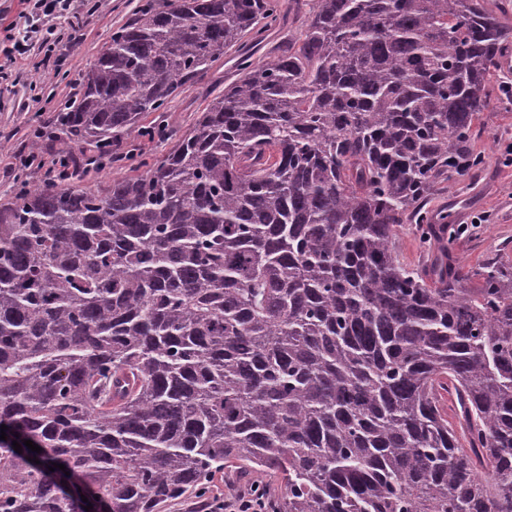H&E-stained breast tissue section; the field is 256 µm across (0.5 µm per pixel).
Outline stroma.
Returning a JSON list of instances; mask_svg holds the SVG:
<instances>
[{"mask_svg":"<svg viewBox=\"0 0 512 512\" xmlns=\"http://www.w3.org/2000/svg\"><path fill=\"white\" fill-rule=\"evenodd\" d=\"M141 0H101L100 7L85 24L71 15L52 19L51 25L68 44L64 61L45 57L41 34L31 32L30 22L22 18L19 0H0V19L15 23L16 36H28L29 52L24 70H17L0 54V200L9 198L21 181L42 179L41 170H21L17 162L30 152L32 143H40L44 160L58 155L79 154V147L54 138L57 129V105L75 98L82 76L92 67L101 47L112 31L127 22ZM238 74L234 54H226L198 82L173 100L167 111L145 114L142 126H165L167 137L148 138L132 134L137 148L133 158L116 162L113 172H127L142 161H155L166 155L182 134L195 123L208 102L224 91ZM477 149L486 151L492 161L485 170L452 181L435 195L433 206L447 207L456 223L467 225L458 251L469 266L488 259H512V166L498 162V155L512 143V105L499 104L492 112L482 113ZM49 129L47 137L34 138L36 128ZM489 213L485 224H474V217Z\"/></svg>","mask_w":512,"mask_h":512,"instance_id":"obj_1","label":"stroma"}]
</instances>
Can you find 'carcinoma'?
<instances>
[{
    "instance_id": "carcinoma-1",
    "label": "carcinoma",
    "mask_w": 512,
    "mask_h": 512,
    "mask_svg": "<svg viewBox=\"0 0 512 512\" xmlns=\"http://www.w3.org/2000/svg\"><path fill=\"white\" fill-rule=\"evenodd\" d=\"M291 6L143 173L0 202V512L202 507L224 470L277 483L276 512H512V263L464 266L429 207L487 164L512 3ZM280 11L148 0L63 139L119 146ZM280 1L283 3L282 13L285 14L283 24L279 28L270 32L269 37L263 43L259 45L248 44L244 48V51L250 53L252 55V59L256 62L273 57L288 39V31L295 30V28L300 25V19L296 14H294V12L291 11L288 14L289 0ZM398 247L400 258L405 264L419 266L425 261V253L409 224H404L400 230Z\"/></svg>"
}]
</instances>
